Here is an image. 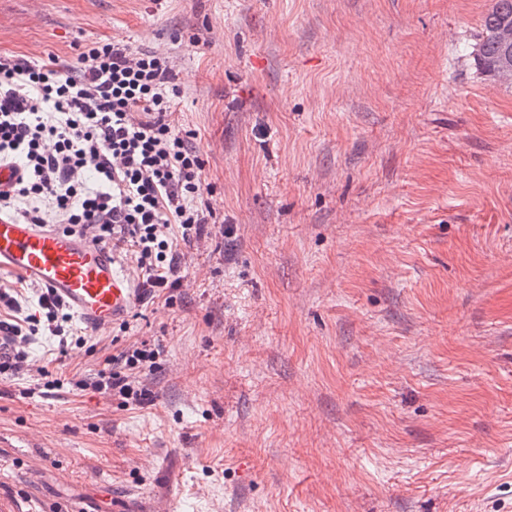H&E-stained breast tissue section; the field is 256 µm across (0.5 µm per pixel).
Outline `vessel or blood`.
Segmentation results:
<instances>
[{
  "label": "vessel or blood",
  "mask_w": 512,
  "mask_h": 512,
  "mask_svg": "<svg viewBox=\"0 0 512 512\" xmlns=\"http://www.w3.org/2000/svg\"><path fill=\"white\" fill-rule=\"evenodd\" d=\"M0 271L43 288L92 330L126 320L142 299L110 245L45 222L0 216Z\"/></svg>",
  "instance_id": "vessel-or-blood-1"
}]
</instances>
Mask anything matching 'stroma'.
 I'll return each mask as SVG.
<instances>
[{
  "label": "stroma",
  "mask_w": 512,
  "mask_h": 512,
  "mask_svg": "<svg viewBox=\"0 0 512 512\" xmlns=\"http://www.w3.org/2000/svg\"><path fill=\"white\" fill-rule=\"evenodd\" d=\"M494 0H0V55L168 56L214 216L172 300L0 376V512H512ZM159 345L144 405L86 381ZM507 24L512 26V0H495L491 10L482 19V31L471 53L476 65L486 76L511 83L512 68L507 73L500 69L502 47L497 34Z\"/></svg>",
  "instance_id": "1"
}]
</instances>
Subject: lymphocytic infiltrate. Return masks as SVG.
Instances as JSON below:
<instances>
[{
    "instance_id": "1",
    "label": "lymphocytic infiltrate",
    "mask_w": 512,
    "mask_h": 512,
    "mask_svg": "<svg viewBox=\"0 0 512 512\" xmlns=\"http://www.w3.org/2000/svg\"><path fill=\"white\" fill-rule=\"evenodd\" d=\"M179 94L167 57L119 42L88 47L66 75L0 56V161L23 171L14 188L0 192V212L36 223L49 202L66 230L130 248L150 292L177 288L182 266L174 243L200 237L212 215L197 203L202 162L174 119ZM38 302L42 316L0 321L11 342L0 374L25 365V334L63 336V305L44 293ZM158 356L145 342L125 350L94 386L142 404L136 375Z\"/></svg>"
}]
</instances>
